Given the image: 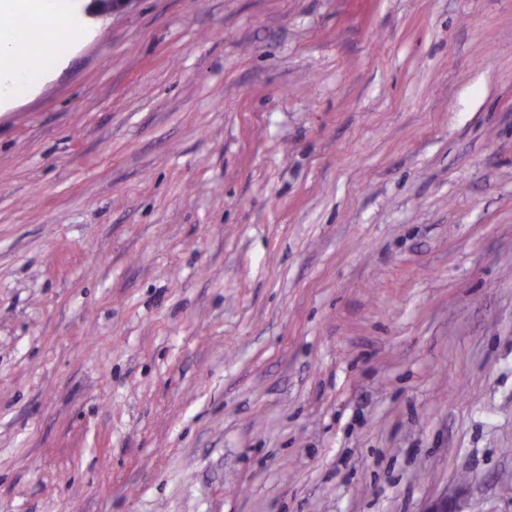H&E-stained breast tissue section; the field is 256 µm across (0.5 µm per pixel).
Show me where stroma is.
I'll list each match as a JSON object with an SVG mask.
<instances>
[{"mask_svg": "<svg viewBox=\"0 0 512 512\" xmlns=\"http://www.w3.org/2000/svg\"><path fill=\"white\" fill-rule=\"evenodd\" d=\"M0 111V512H512V0H83Z\"/></svg>", "mask_w": 512, "mask_h": 512, "instance_id": "obj_1", "label": "stroma"}]
</instances>
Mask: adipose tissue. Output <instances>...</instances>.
Listing matches in <instances>:
<instances>
[{"mask_svg":"<svg viewBox=\"0 0 512 512\" xmlns=\"http://www.w3.org/2000/svg\"><path fill=\"white\" fill-rule=\"evenodd\" d=\"M25 14L40 31L37 39L0 27V109L12 106L33 91L46 69L62 65L66 50L84 35L70 0H0V18ZM45 63L35 70L31 58Z\"/></svg>","mask_w":512,"mask_h":512,"instance_id":"obj_1","label":"adipose tissue"}]
</instances>
